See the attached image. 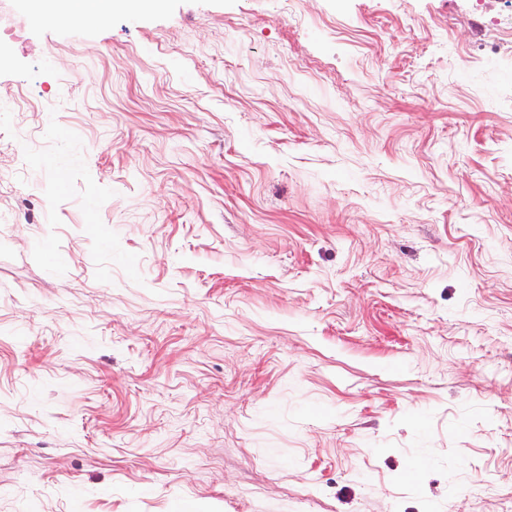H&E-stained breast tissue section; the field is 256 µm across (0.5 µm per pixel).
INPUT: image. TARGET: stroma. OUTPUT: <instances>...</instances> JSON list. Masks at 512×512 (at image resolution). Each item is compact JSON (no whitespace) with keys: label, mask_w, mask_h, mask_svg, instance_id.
<instances>
[{"label":"stroma","mask_w":512,"mask_h":512,"mask_svg":"<svg viewBox=\"0 0 512 512\" xmlns=\"http://www.w3.org/2000/svg\"><path fill=\"white\" fill-rule=\"evenodd\" d=\"M5 7L0 512H512V0ZM160 0H44L33 8L39 24H103L117 8L139 10L155 7Z\"/></svg>","instance_id":"stroma-1"}]
</instances>
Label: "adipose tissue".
<instances>
[{
	"label": "adipose tissue",
	"instance_id": "1",
	"mask_svg": "<svg viewBox=\"0 0 512 512\" xmlns=\"http://www.w3.org/2000/svg\"><path fill=\"white\" fill-rule=\"evenodd\" d=\"M157 0H40L33 9L39 24H101L118 8L139 10L156 6Z\"/></svg>",
	"mask_w": 512,
	"mask_h": 512
}]
</instances>
